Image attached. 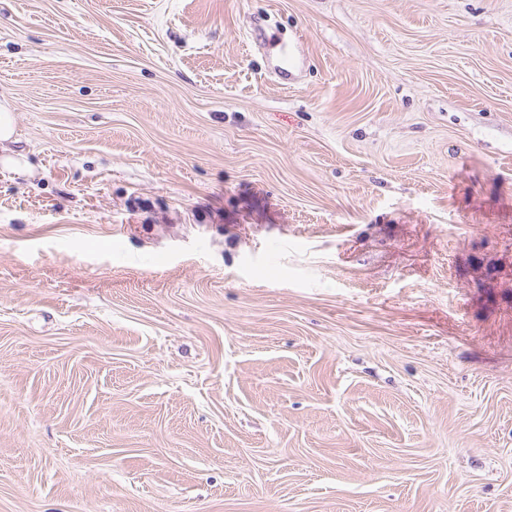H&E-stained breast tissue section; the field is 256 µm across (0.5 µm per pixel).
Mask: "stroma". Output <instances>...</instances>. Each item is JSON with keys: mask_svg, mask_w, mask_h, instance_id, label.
Segmentation results:
<instances>
[{"mask_svg": "<svg viewBox=\"0 0 512 512\" xmlns=\"http://www.w3.org/2000/svg\"><path fill=\"white\" fill-rule=\"evenodd\" d=\"M0 102V512H512V0H0Z\"/></svg>", "mask_w": 512, "mask_h": 512, "instance_id": "obj_1", "label": "stroma"}]
</instances>
